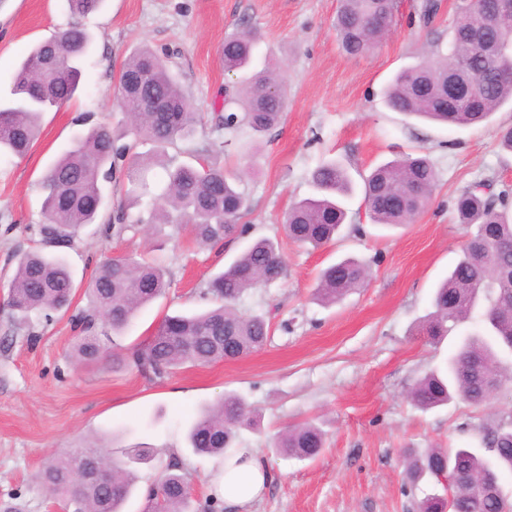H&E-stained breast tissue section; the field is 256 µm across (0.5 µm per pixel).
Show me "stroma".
Masks as SVG:
<instances>
[{"mask_svg":"<svg viewBox=\"0 0 512 512\" xmlns=\"http://www.w3.org/2000/svg\"><path fill=\"white\" fill-rule=\"evenodd\" d=\"M422 2L399 0L386 40L350 57L334 28L338 0H103L81 18L66 0H0V89L33 45L70 24L81 22L95 39L77 97L43 114L41 136L25 157H0V500L16 498L24 512H63L34 475L51 454L94 442L114 456L134 447L152 453L134 464L136 489L122 512H146L144 490L172 454L185 462L192 499L204 504L224 459L193 453L186 435L205 406L235 393L260 418L259 429L240 430L238 445L265 461L272 481L257 500L222 512H415L413 496L403 491L404 449L479 447L482 423L512 412V383L480 408L455 401L421 411L408 399L416 381L445 364L477 327L465 323L436 345L419 333L435 286L471 233L458 223L454 201L479 180L512 191V152L495 136L498 126L512 125L511 103L479 127L432 124L384 103V88L398 71L422 61L434 45H447L461 0H440L427 25L418 19ZM243 29L259 36L288 84L287 112L260 137L245 128L225 134L210 119L223 109L229 80L224 39ZM143 44L170 57L194 111L205 116L193 144L176 143L170 154L222 146L217 161L240 177L251 203L250 232L201 249L185 225L121 239L89 225L62 252L79 287L69 314L19 323L7 305V281L20 254L40 245V181L69 147L82 115L125 131L114 105L118 72ZM404 153L428 156L436 171L431 200L414 223H370L356 198L339 238L322 248L285 236L284 216L293 202L312 196L310 174L322 162H340L359 185L374 167ZM258 237L278 241L285 274L249 290L238 309L267 315L266 345L161 380L141 375L127 359L131 349L164 316L207 307L211 276ZM114 253L158 261L170 286L130 327L106 338L108 359L74 365L79 331L72 318L88 307L85 290L97 263ZM346 256L368 263L364 286L321 305L314 298L320 272ZM305 423L325 435L316 459L271 452L277 434Z\"/></svg>","mask_w":512,"mask_h":512,"instance_id":"35a3bbf8","label":"stroma"}]
</instances>
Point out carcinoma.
Returning a JSON list of instances; mask_svg holds the SVG:
<instances>
[{
  "mask_svg": "<svg viewBox=\"0 0 512 512\" xmlns=\"http://www.w3.org/2000/svg\"><path fill=\"white\" fill-rule=\"evenodd\" d=\"M72 14L83 16L102 0H67ZM498 0H463L453 28L448 53L433 52L421 63L400 70L385 91L388 108L409 117L455 126L489 122L494 112L512 102V80L497 77L502 57H512V37L499 33L490 18ZM397 0H340L336 31L343 50L362 55L384 38L395 22ZM58 54H48L45 40L34 46L12 74L8 93L0 98V154L23 156L38 138V117L75 96L93 39L74 23L57 32ZM224 71H250L244 79L224 85V113L213 116L217 126L232 130L246 123L263 134L283 118L287 83L262 59L259 42L249 30L224 39ZM155 101L160 112H145ZM117 107L129 118L134 141L126 143L106 124L74 135L71 146L50 165L43 181L39 229L42 244L69 247L88 224L100 223L104 233L117 238L136 234L145 220H129L126 199L146 200L149 224H188L196 245L212 248L249 226L239 221L249 213L248 198L238 189V177L224 166L202 159L209 152L195 151L194 162L176 163L167 149L176 141L195 138L199 122L167 61L150 48L135 49L125 61L117 87ZM146 142V155L134 152ZM160 166L166 180L152 190L150 174ZM124 179V197L110 208L103 183L116 172ZM316 195L293 204L285 216L290 240L319 248L331 242L348 215L346 202L355 189L345 169L323 163L311 174ZM435 185V170L425 155H405L376 167L363 181L361 205L374 224H411L426 208ZM486 181L475 182L456 198L461 224L478 225L477 233L462 249V256L438 285L433 312L426 324L432 339L469 319L480 306L497 305L498 317H482V331L465 337L446 364L418 380L409 400L427 411L459 399L472 406L491 400L512 380V195L486 192ZM284 262L279 246L270 238L253 241L224 271L208 283L204 297L213 307L192 315L165 317L146 343L132 353L137 370L161 380L185 365L200 366L235 359L261 349L269 324L260 314L244 315L237 309L251 288L281 279ZM365 263L345 258L324 269L316 294L334 303L364 285ZM169 287L164 269L125 255L109 258L95 270L91 308L74 318L80 338L73 347L79 364L100 360L106 330L128 328L136 313ZM75 297L73 273L62 256L26 252L19 256L9 283L8 303L20 322L32 317L50 320L67 312ZM256 425L251 406L235 394H226L192 424L187 442L195 453L231 458L238 448V429ZM482 444L490 452L473 448H430L407 458L404 492L413 493L426 477L450 478L445 495H427L415 502L419 512H512L499 484V475L512 473V416L507 422L481 426ZM324 446L321 431L312 424L288 430L274 443L273 452L306 460ZM36 480L72 512H119L133 488L127 463L97 446L49 460ZM190 484L182 458L171 454L158 478L146 487L148 506L156 512H190Z\"/></svg>",
  "mask_w": 512,
  "mask_h": 512,
  "instance_id": "1",
  "label": "carcinoma"
}]
</instances>
